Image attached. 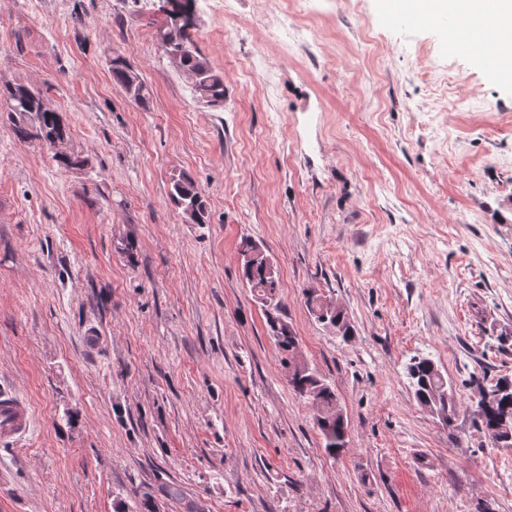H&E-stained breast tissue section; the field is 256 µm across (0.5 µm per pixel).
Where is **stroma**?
<instances>
[{"label": "stroma", "mask_w": 512, "mask_h": 512, "mask_svg": "<svg viewBox=\"0 0 512 512\" xmlns=\"http://www.w3.org/2000/svg\"><path fill=\"white\" fill-rule=\"evenodd\" d=\"M156 2L0 0V83L40 88L85 161L0 112V386L35 419L0 443V512H115L163 482L184 499L157 512H512V450L466 409L471 376L512 375V84L383 0H196L213 110L160 49ZM115 52L149 109L113 82ZM180 172L207 223L171 203ZM245 239L336 391V458L241 276ZM416 357L454 382L452 426L416 401ZM304 300L309 313L319 323L334 329L343 340L352 336L353 329L343 308L312 289L305 293Z\"/></svg>", "instance_id": "35a3bbf8"}]
</instances>
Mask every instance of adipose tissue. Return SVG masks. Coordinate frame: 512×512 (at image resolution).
Masks as SVG:
<instances>
[{
    "instance_id": "ef3b65f1",
    "label": "adipose tissue",
    "mask_w": 512,
    "mask_h": 512,
    "mask_svg": "<svg viewBox=\"0 0 512 512\" xmlns=\"http://www.w3.org/2000/svg\"><path fill=\"white\" fill-rule=\"evenodd\" d=\"M416 4L422 16L454 14L464 17L482 53L500 51L490 81L512 79V0H386L388 8Z\"/></svg>"
}]
</instances>
